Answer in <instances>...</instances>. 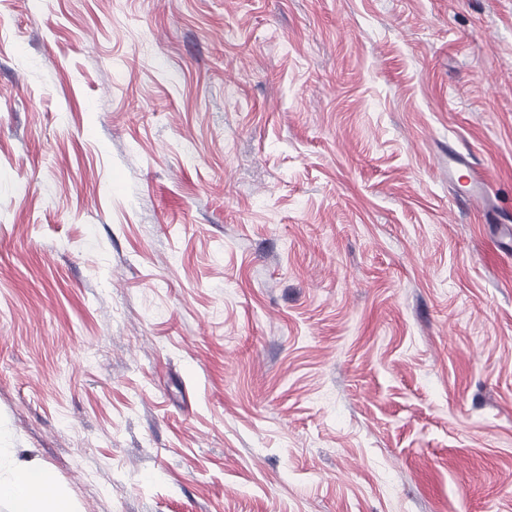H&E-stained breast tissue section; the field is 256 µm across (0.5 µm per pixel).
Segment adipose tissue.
Segmentation results:
<instances>
[{
	"mask_svg": "<svg viewBox=\"0 0 512 512\" xmlns=\"http://www.w3.org/2000/svg\"><path fill=\"white\" fill-rule=\"evenodd\" d=\"M56 476L37 458L0 448V501L9 512H74L65 493L55 491Z\"/></svg>",
	"mask_w": 512,
	"mask_h": 512,
	"instance_id": "1",
	"label": "adipose tissue"
}]
</instances>
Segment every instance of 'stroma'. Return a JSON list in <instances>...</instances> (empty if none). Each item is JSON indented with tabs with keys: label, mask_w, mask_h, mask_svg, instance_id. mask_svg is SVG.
<instances>
[{
	"label": "stroma",
	"mask_w": 512,
	"mask_h": 512,
	"mask_svg": "<svg viewBox=\"0 0 512 512\" xmlns=\"http://www.w3.org/2000/svg\"><path fill=\"white\" fill-rule=\"evenodd\" d=\"M512 0H0V448L77 512H512ZM471 188L463 193L464 201L468 209L480 207L483 205L486 207V203L489 197V185L486 178L478 175L476 171H473L471 175Z\"/></svg>",
	"instance_id": "stroma-1"
}]
</instances>
